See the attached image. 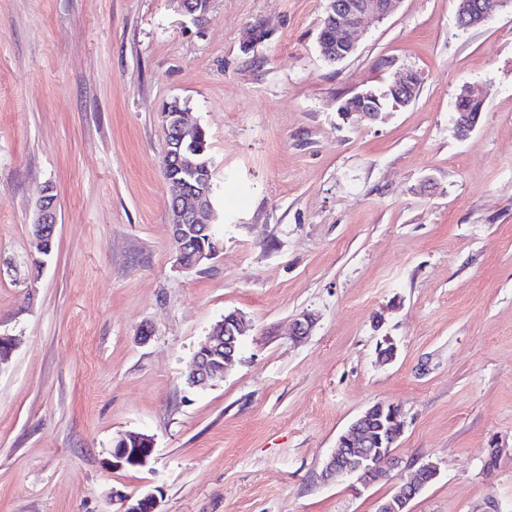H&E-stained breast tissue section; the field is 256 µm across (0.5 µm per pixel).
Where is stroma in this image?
I'll use <instances>...</instances> for the list:
<instances>
[{
    "label": "stroma",
    "mask_w": 512,
    "mask_h": 512,
    "mask_svg": "<svg viewBox=\"0 0 512 512\" xmlns=\"http://www.w3.org/2000/svg\"><path fill=\"white\" fill-rule=\"evenodd\" d=\"M456 6L400 0L330 65L326 0H212L200 26L179 0H0V334L19 339L0 369V512H117L116 490L163 512H376L427 461L440 474L411 512H512V9L464 30ZM397 67L421 76L410 106L338 117ZM469 84L485 108L462 139ZM174 100L212 159L218 252L191 271L161 164ZM230 312L251 324L238 362L189 388ZM378 402L404 414L400 468L325 479ZM125 432L153 436L147 467H108ZM56 199L53 196V187L45 186L36 203V209L32 224H30L31 233L37 240L39 248L46 249V243H49L56 233L57 210Z\"/></svg>",
    "instance_id": "1"
}]
</instances>
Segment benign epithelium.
<instances>
[{
    "instance_id": "benign-epithelium-1",
    "label": "benign epithelium",
    "mask_w": 512,
    "mask_h": 512,
    "mask_svg": "<svg viewBox=\"0 0 512 512\" xmlns=\"http://www.w3.org/2000/svg\"><path fill=\"white\" fill-rule=\"evenodd\" d=\"M397 0H328L325 26L318 36V45L324 61L336 64L350 57L356 50L355 36L361 30L365 19H382L391 12ZM512 6V0H458L457 24L465 29L485 24L493 4ZM421 85L419 73L409 67L401 68L391 83L379 89H365L353 94L337 108L338 116L347 120L361 115L377 121L382 113L405 108L413 103ZM163 116L169 119L168 139L162 158L166 181L171 186L169 219L172 239L178 247L177 264L183 269H193L211 260L216 251L201 249L195 251L190 260L183 259L189 233L202 235L210 231L211 204L208 186H200L187 193L182 190L183 174L197 167V162L181 151L183 142L194 136L198 127L188 123V113L179 103L173 101L165 108ZM480 115L470 112H456L455 128L458 135L465 137L478 125ZM57 210L53 187L45 186L36 203L31 233L39 248L46 249L56 233ZM314 327L311 315L302 314L293 322L290 336L301 340L310 335ZM247 324L242 315L233 312L215 325L206 342L196 351L186 384L191 388L204 387L224 379L226 371L237 358L239 336L246 332ZM404 431L402 413L393 412L388 422L376 416L374 408L367 409L356 418L347 431L340 436L336 448L325 463V474L330 477L342 476L355 479L367 488L376 483L375 476L399 467L398 459L388 451ZM138 448H113L108 464L114 469L127 467L144 468L149 465L155 443L152 436L136 435ZM423 468L410 474L397 489L394 496L383 502L378 512H410V503L425 488L421 477ZM119 512H160V499L154 492L139 496L117 494Z\"/></svg>"
}]
</instances>
